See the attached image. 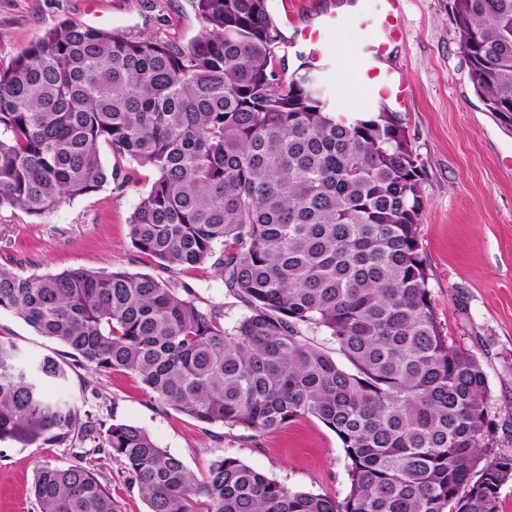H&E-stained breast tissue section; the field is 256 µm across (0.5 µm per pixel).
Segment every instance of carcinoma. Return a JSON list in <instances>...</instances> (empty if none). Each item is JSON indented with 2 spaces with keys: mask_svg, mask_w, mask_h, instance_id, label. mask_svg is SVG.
I'll return each mask as SVG.
<instances>
[{
  "mask_svg": "<svg viewBox=\"0 0 512 512\" xmlns=\"http://www.w3.org/2000/svg\"><path fill=\"white\" fill-rule=\"evenodd\" d=\"M185 46L76 22L0 70V210L40 218L130 170L153 171L130 217L164 268L215 262L245 305L226 320L190 288L126 270L24 275L0 266V309L96 371L139 379L162 411L267 434L307 417L348 460L341 499L291 490L226 454L197 476L144 428L48 395L0 338V443L120 462L148 512H499L512 452H494L486 374L448 343L418 234L422 177L398 116L334 115L305 71L286 78L267 0H191ZM474 91L512 127V0H451ZM336 345V362L314 337ZM39 512H120L86 461L37 468Z\"/></svg>",
  "mask_w": 512,
  "mask_h": 512,
  "instance_id": "cac0c4a2",
  "label": "carcinoma"
}]
</instances>
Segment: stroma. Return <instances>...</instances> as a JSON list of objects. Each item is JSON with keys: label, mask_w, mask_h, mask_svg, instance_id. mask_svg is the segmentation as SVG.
Returning <instances> with one entry per match:
<instances>
[{"label": "stroma", "mask_w": 512, "mask_h": 512, "mask_svg": "<svg viewBox=\"0 0 512 512\" xmlns=\"http://www.w3.org/2000/svg\"><path fill=\"white\" fill-rule=\"evenodd\" d=\"M451 0H405L407 39L398 50L412 90L399 119L421 167L424 209L418 226L428 288L448 339L471 350L488 382L490 415L498 424V448L512 451V128L486 112L476 97L459 49ZM73 21L124 36L153 35L180 45L203 30L191 0H0V65L27 51L44 33ZM366 34L357 28L327 31L321 48L345 59L322 76L340 117L372 111V104L341 78L355 65L353 50ZM153 179L139 168L122 188L104 185L62 203L42 218L14 209L0 211V264L24 274L82 267L128 270L189 286L200 306L222 307L229 317L243 311L228 294L217 267L165 269L137 252L129 219ZM0 336L17 344L24 362L62 357L65 347L39 335L11 311L0 310ZM106 422L145 428L160 447L194 472L212 458L231 454L293 490L344 497L350 486L347 460L336 434L309 417L261 436L239 428L201 424L177 411H159L137 378L101 373L82 365L64 385H49ZM66 448H24L0 443V512H38L34 474L44 463L68 464ZM97 468L110 483L121 512H147L137 489L124 481L119 462Z\"/></svg>", "instance_id": "stroma-1"}]
</instances>
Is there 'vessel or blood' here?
Wrapping results in <instances>:
<instances>
[{
    "label": "vessel or blood",
    "instance_id": "obj_1",
    "mask_svg": "<svg viewBox=\"0 0 512 512\" xmlns=\"http://www.w3.org/2000/svg\"><path fill=\"white\" fill-rule=\"evenodd\" d=\"M405 0H336L333 8L313 12L300 31V39L314 49L312 60L323 63L318 45L323 33L355 20L369 33L358 50L356 78L368 97L396 111L409 107L412 91L403 77L395 48L405 40L402 25Z\"/></svg>",
    "mask_w": 512,
    "mask_h": 512
}]
</instances>
